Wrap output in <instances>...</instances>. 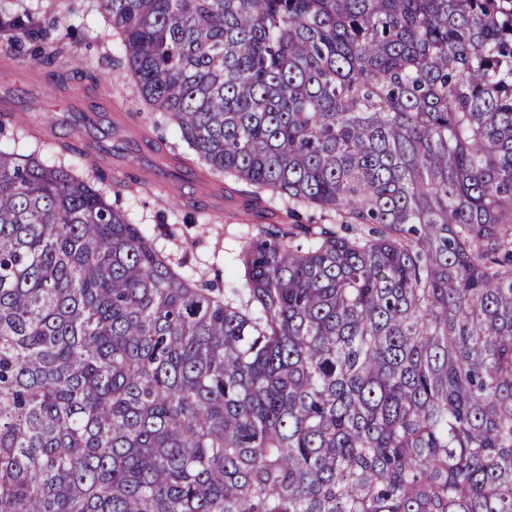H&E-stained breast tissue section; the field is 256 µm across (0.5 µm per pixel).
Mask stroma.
I'll return each mask as SVG.
<instances>
[{"mask_svg":"<svg viewBox=\"0 0 512 512\" xmlns=\"http://www.w3.org/2000/svg\"><path fill=\"white\" fill-rule=\"evenodd\" d=\"M13 4L15 11L39 23L55 24L66 36V67L81 65L90 76L73 73L67 91H59L50 78L52 66L33 65L27 53L11 51L9 33L0 31V104L21 115L7 149L36 152L52 163L59 159L50 145L55 136L69 138L88 152L111 148L112 162L105 167L100 188L109 195L121 192L128 221L148 231L172 259H186L196 277L218 274L226 283L240 282L238 255L249 230L237 216V198H223L216 208L209 201L212 187L204 181L173 183L162 177L132 186L117 168L129 161L154 171L167 166L172 154L185 156L189 149L173 125L157 129L161 116L143 103L128 73L122 42L113 36L100 0Z\"/></svg>","mask_w":512,"mask_h":512,"instance_id":"1","label":"stroma"}]
</instances>
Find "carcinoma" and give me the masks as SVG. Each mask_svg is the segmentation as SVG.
Returning a JSON list of instances; mask_svg holds the SVG:
<instances>
[{"label": "carcinoma", "mask_w": 512, "mask_h": 512, "mask_svg": "<svg viewBox=\"0 0 512 512\" xmlns=\"http://www.w3.org/2000/svg\"><path fill=\"white\" fill-rule=\"evenodd\" d=\"M101 8L274 222L226 288L0 148V512H512V0Z\"/></svg>", "instance_id": "1"}]
</instances>
